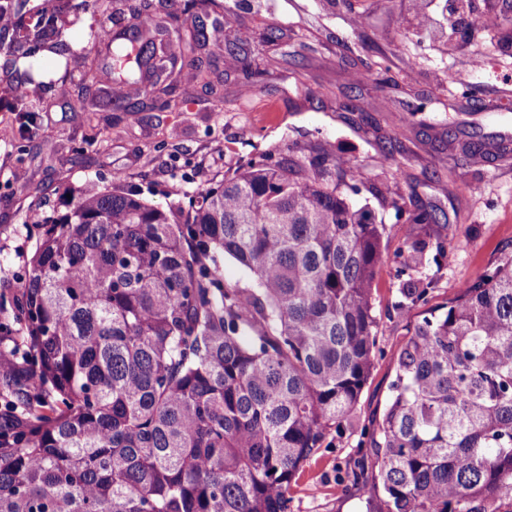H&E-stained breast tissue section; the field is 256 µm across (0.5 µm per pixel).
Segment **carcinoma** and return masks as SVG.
Instances as JSON below:
<instances>
[{
  "label": "carcinoma",
  "instance_id": "carcinoma-1",
  "mask_svg": "<svg viewBox=\"0 0 512 512\" xmlns=\"http://www.w3.org/2000/svg\"><path fill=\"white\" fill-rule=\"evenodd\" d=\"M168 16L214 0H165ZM69 0L33 23L0 0L16 36L13 93L56 86L91 52L68 38ZM112 42V111L166 112L212 86L204 29ZM224 66L268 76L242 48ZM150 84L135 104L126 87ZM382 186L322 140L262 153L189 200L183 222L131 193L87 186L41 216L12 320L0 321V512H290L304 464L345 425L376 346L372 284L385 225L354 209ZM416 268L445 257L447 223L418 206ZM233 258L248 283L224 281ZM429 284L409 278L403 297ZM370 434L378 470L365 512H512V256L419 321Z\"/></svg>",
  "mask_w": 512,
  "mask_h": 512
}]
</instances>
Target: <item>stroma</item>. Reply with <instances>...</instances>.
Returning a JSON list of instances; mask_svg holds the SVG:
<instances>
[{
  "instance_id": "35a3bbf8",
  "label": "stroma",
  "mask_w": 512,
  "mask_h": 512,
  "mask_svg": "<svg viewBox=\"0 0 512 512\" xmlns=\"http://www.w3.org/2000/svg\"><path fill=\"white\" fill-rule=\"evenodd\" d=\"M201 17L209 46L225 42L269 62L271 74L256 90L240 94L224 76L223 55L211 59L212 88L197 85L167 112H116L105 76L112 71L106 45L93 48V72L75 68L67 93L43 95L44 110L24 135L0 139V315L9 316L38 229L30 211L62 214L70 190L95 184L103 191H130L173 210L187 206L198 190L216 186L258 154L295 141L322 139L337 159L353 160L388 189L379 198L368 189L354 195L355 207L385 225V259L372 290L376 317L374 364L351 422L330 436L326 448L297 474L290 512H361L363 487L375 471L369 435L390 396L393 360L414 323L446 306L461 285L479 279L512 255V56L493 34L472 26L486 6L499 11L502 29L512 15L502 0H460L447 15L445 0H431L429 12L447 19L438 36L416 31L410 0H219ZM276 28L277 44L261 40ZM487 65L473 67V55ZM390 63L387 91L357 82L360 72ZM463 71L480 89L473 99L445 105L449 69ZM93 82V113L72 109L73 92ZM237 96L236 109L222 110L215 91ZM359 97L358 112L337 105ZM383 120L373 126L367 110ZM104 133L83 156L72 146ZM460 141L487 143L465 156L449 150L448 132ZM397 138L395 158L382 161L387 138ZM433 206L448 216V257L441 266L414 271L429 281L423 302L399 306L409 261V212Z\"/></svg>"
}]
</instances>
